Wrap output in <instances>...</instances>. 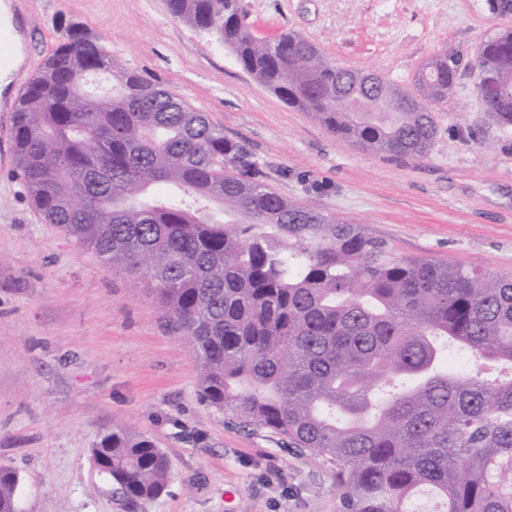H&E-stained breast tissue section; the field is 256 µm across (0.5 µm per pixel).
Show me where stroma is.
<instances>
[{
  "label": "stroma",
  "mask_w": 512,
  "mask_h": 512,
  "mask_svg": "<svg viewBox=\"0 0 512 512\" xmlns=\"http://www.w3.org/2000/svg\"><path fill=\"white\" fill-rule=\"evenodd\" d=\"M23 63L0 94V465L20 512H127L91 448L123 426L169 457L164 492L138 512H342L333 464L245 430L203 403L197 362L147 290L44 223L16 176L13 115L62 36L80 23L114 58L204 112L288 201L363 225L398 253L512 276V131L476 91L480 45L512 30L487 0H242L255 35L291 31L336 66L412 87L446 57L453 91L434 105L427 156H390L288 107L163 0H17Z\"/></svg>",
  "instance_id": "obj_1"
}]
</instances>
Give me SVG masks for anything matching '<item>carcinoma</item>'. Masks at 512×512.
<instances>
[{
    "label": "carcinoma",
    "mask_w": 512,
    "mask_h": 512,
    "mask_svg": "<svg viewBox=\"0 0 512 512\" xmlns=\"http://www.w3.org/2000/svg\"><path fill=\"white\" fill-rule=\"evenodd\" d=\"M289 107L359 146L422 157L426 105L455 70L435 58L417 94L331 64L305 37H256L240 0H166ZM477 94L512 130V31L478 52ZM13 154L35 210L146 288L193 352L200 397L243 428L336 465L343 512H512V278L405 257L361 225L283 198L205 113L121 66L70 23L19 95ZM92 457L128 512L161 494L165 452L114 426ZM20 477L0 467V512Z\"/></svg>",
    "instance_id": "carcinoma-1"
}]
</instances>
